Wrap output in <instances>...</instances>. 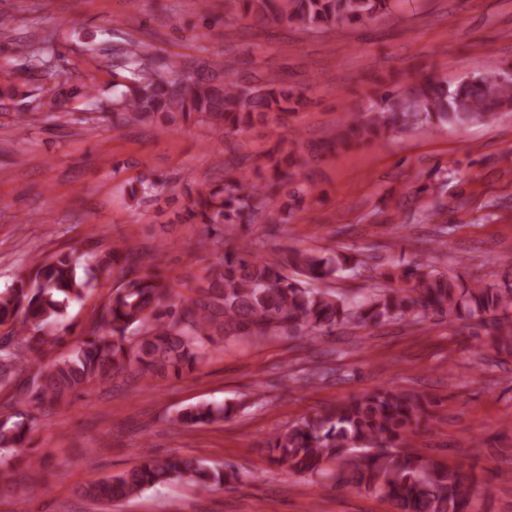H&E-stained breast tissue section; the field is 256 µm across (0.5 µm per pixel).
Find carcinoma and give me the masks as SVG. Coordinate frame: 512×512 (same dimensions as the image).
Returning <instances> with one entry per match:
<instances>
[{"label":"carcinoma","instance_id":"cac0c4a2","mask_svg":"<svg viewBox=\"0 0 512 512\" xmlns=\"http://www.w3.org/2000/svg\"><path fill=\"white\" fill-rule=\"evenodd\" d=\"M402 0H224L225 11L254 28L275 26L331 31L344 22L359 23L393 12ZM28 70L48 72L49 43L25 51ZM126 71L113 103L112 127H173L199 123L226 136L272 115L295 111L303 93L264 75L243 81L224 59H206L192 69L173 58L157 61L133 40L123 50ZM407 89L381 78L357 109L349 112L324 145L326 151L371 146L407 126L419 123L466 127L487 123L512 112V75L489 81L482 74L454 85L435 74L408 77ZM25 83L6 80L0 99L28 98ZM93 82L50 88L35 110H68L77 100L96 101ZM267 165L238 162L224 168V183L200 192L188 211L206 225L201 248L223 256L207 270L195 296L177 302L175 283L142 269L143 258L121 241L96 244L81 253H57L35 259L12 285L0 289V387H9L11 414L0 415V465L29 447L41 427L38 414L66 395L134 371L155 380L193 368L205 360L217 340L240 336L263 341L274 336L332 333L337 327L381 326L408 316L436 313L472 320L486 329L488 348L512 354V280L467 283L436 271L421 255L408 266L378 267L379 283L362 296L347 298L319 284L343 270L359 272L368 262L353 256L291 250L279 259L260 256L258 243L243 241L224 251L230 235L264 216L270 230L288 224L303 209L313 188L297 182L303 156L286 150L264 154ZM159 185L140 180L129 184L128 199L139 203ZM445 205L416 207L418 221L434 222ZM99 287L109 288L107 303L96 311L70 356L23 377L17 367L41 363L47 346L72 331L68 308L83 303ZM236 408L198 402L171 414L182 429L222 421ZM432 419L424 394L383 387L324 407L269 440L276 459L296 473L333 474L336 483L353 486L391 502L397 512H473L482 497L481 483L458 469L411 450L412 438ZM237 479V472L204 460L141 452L139 465L95 483L92 499L121 502L151 487L172 482L209 492Z\"/></svg>","mask_w":512,"mask_h":512}]
</instances>
